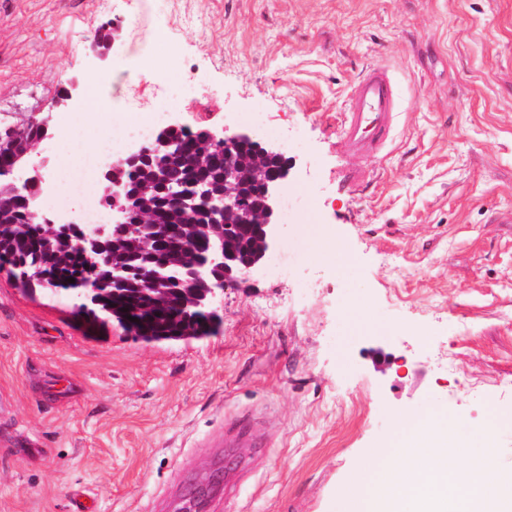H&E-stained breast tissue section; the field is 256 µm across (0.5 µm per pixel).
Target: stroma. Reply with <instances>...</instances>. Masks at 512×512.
I'll list each match as a JSON object with an SVG mask.
<instances>
[{
    "label": "stroma",
    "instance_id": "stroma-1",
    "mask_svg": "<svg viewBox=\"0 0 512 512\" xmlns=\"http://www.w3.org/2000/svg\"><path fill=\"white\" fill-rule=\"evenodd\" d=\"M166 54L199 93L171 120L236 129L253 105L261 143L302 137L288 185L310 205L274 246L296 264L228 286L209 335L150 343L0 271V512H69L74 494L186 512L196 488L206 512H335L395 421L432 405L511 472L490 411L512 412V0H0V113L56 129L97 99L145 111L142 62ZM374 63L398 123L353 187L339 125ZM332 242L352 264L321 259ZM242 414L257 445L209 486Z\"/></svg>",
    "mask_w": 512,
    "mask_h": 512
}]
</instances>
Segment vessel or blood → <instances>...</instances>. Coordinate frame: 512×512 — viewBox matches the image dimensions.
I'll return each instance as SVG.
<instances>
[{
	"instance_id": "obj_1",
	"label": "vessel or blood",
	"mask_w": 512,
	"mask_h": 512,
	"mask_svg": "<svg viewBox=\"0 0 512 512\" xmlns=\"http://www.w3.org/2000/svg\"><path fill=\"white\" fill-rule=\"evenodd\" d=\"M396 83L384 64L370 66L355 83L347 110L342 115L340 135L353 161L345 173L350 184H358L363 171L358 163L383 152L398 114Z\"/></svg>"
}]
</instances>
